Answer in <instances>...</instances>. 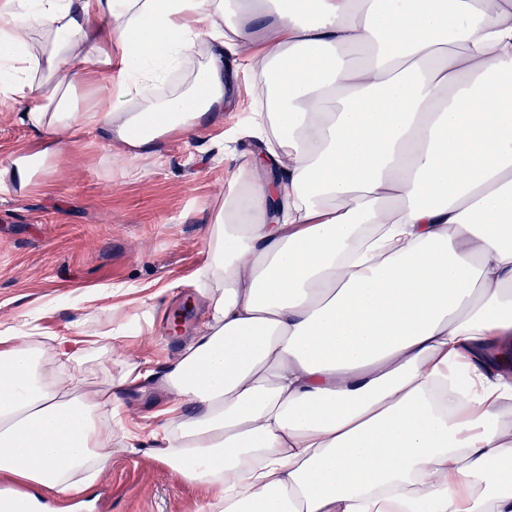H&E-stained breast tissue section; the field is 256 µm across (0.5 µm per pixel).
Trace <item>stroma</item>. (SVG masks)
Listing matches in <instances>:
<instances>
[{
    "mask_svg": "<svg viewBox=\"0 0 512 512\" xmlns=\"http://www.w3.org/2000/svg\"><path fill=\"white\" fill-rule=\"evenodd\" d=\"M251 104L248 75L236 73L233 99L196 136H164L154 157L131 161L95 133L62 131L65 151L23 193L0 191V322L19 336L81 341L110 329L113 362L160 369L204 319L196 285L204 228L224 203L240 157L257 139L242 124ZM17 104L0 99V166L35 152L37 136ZM192 313L181 328L172 317ZM130 422L155 426L166 394L154 380L122 392ZM91 512H196L202 490L147 452H121L86 491Z\"/></svg>",
    "mask_w": 512,
    "mask_h": 512,
    "instance_id": "obj_1",
    "label": "stroma"
}]
</instances>
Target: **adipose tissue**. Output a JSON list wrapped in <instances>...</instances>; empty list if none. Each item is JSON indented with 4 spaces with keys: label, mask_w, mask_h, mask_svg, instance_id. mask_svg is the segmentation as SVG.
Returning a JSON list of instances; mask_svg holds the SVG:
<instances>
[{
    "label": "adipose tissue",
    "mask_w": 512,
    "mask_h": 512,
    "mask_svg": "<svg viewBox=\"0 0 512 512\" xmlns=\"http://www.w3.org/2000/svg\"><path fill=\"white\" fill-rule=\"evenodd\" d=\"M235 68L265 150L206 228L156 455L205 512H512V0H0V93L41 137L0 189L62 129L134 159L200 131ZM111 340L0 324L1 478L66 501L142 445L111 420L148 370L87 385Z\"/></svg>",
    "instance_id": "adipose-tissue-1"
}]
</instances>
